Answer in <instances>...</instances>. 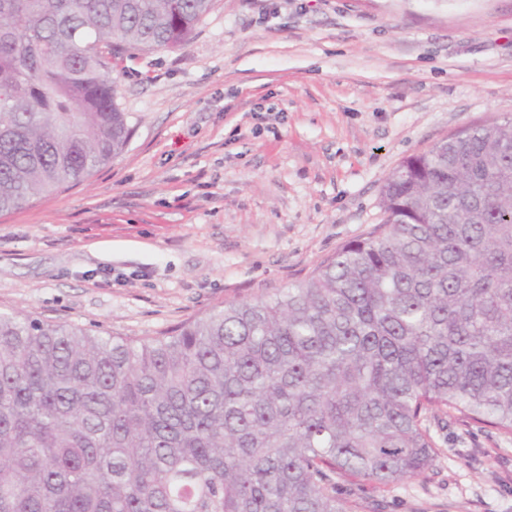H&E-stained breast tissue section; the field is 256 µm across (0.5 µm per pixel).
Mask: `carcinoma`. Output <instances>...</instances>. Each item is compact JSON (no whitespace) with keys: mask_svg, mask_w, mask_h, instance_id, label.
<instances>
[{"mask_svg":"<svg viewBox=\"0 0 512 512\" xmlns=\"http://www.w3.org/2000/svg\"><path fill=\"white\" fill-rule=\"evenodd\" d=\"M213 0H0V212L130 134L112 58ZM385 222L305 282L169 336L0 312V512H349L436 456L431 418L512 435V118L405 159Z\"/></svg>","mask_w":512,"mask_h":512,"instance_id":"obj_1","label":"carcinoma"}]
</instances>
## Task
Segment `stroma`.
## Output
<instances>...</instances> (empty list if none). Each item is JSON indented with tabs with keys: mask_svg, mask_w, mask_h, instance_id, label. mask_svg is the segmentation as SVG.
<instances>
[{
	"mask_svg": "<svg viewBox=\"0 0 512 512\" xmlns=\"http://www.w3.org/2000/svg\"><path fill=\"white\" fill-rule=\"evenodd\" d=\"M113 73L128 142L0 212V312L149 338L309 279L402 161L512 117V0H215ZM431 431L424 476L354 487L362 512H512V437Z\"/></svg>",
	"mask_w": 512,
	"mask_h": 512,
	"instance_id": "1",
	"label": "stroma"
}]
</instances>
